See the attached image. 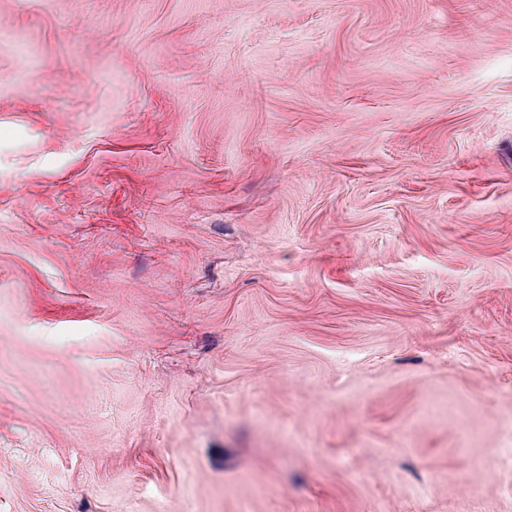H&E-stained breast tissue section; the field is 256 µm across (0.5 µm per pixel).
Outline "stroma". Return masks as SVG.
Segmentation results:
<instances>
[{"instance_id":"obj_1","label":"stroma","mask_w":512,"mask_h":512,"mask_svg":"<svg viewBox=\"0 0 512 512\" xmlns=\"http://www.w3.org/2000/svg\"><path fill=\"white\" fill-rule=\"evenodd\" d=\"M0 512H512V0H0Z\"/></svg>"}]
</instances>
